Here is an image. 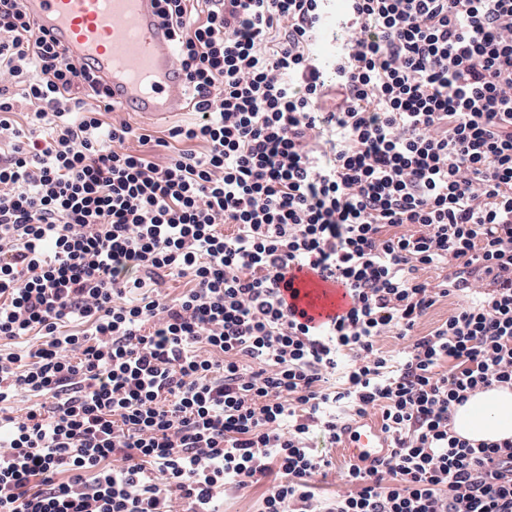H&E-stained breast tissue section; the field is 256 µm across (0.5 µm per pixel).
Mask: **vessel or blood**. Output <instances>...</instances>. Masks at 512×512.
Instances as JSON below:
<instances>
[{
    "label": "vessel or blood",
    "mask_w": 512,
    "mask_h": 512,
    "mask_svg": "<svg viewBox=\"0 0 512 512\" xmlns=\"http://www.w3.org/2000/svg\"><path fill=\"white\" fill-rule=\"evenodd\" d=\"M21 6L67 56L92 65L111 87L114 106L152 120L187 110L178 90L186 76L174 65L176 46L153 0H21ZM290 292L318 322L350 302L344 288L309 273L298 274ZM338 448L348 463L369 467L388 458L394 443L378 419L364 416L344 424Z\"/></svg>",
    "instance_id": "obj_1"
}]
</instances>
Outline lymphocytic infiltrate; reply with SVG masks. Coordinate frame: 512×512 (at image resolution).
Listing matches in <instances>:
<instances>
[{"label": "lymphocytic infiltrate", "instance_id": "f902f5d3", "mask_svg": "<svg viewBox=\"0 0 512 512\" xmlns=\"http://www.w3.org/2000/svg\"><path fill=\"white\" fill-rule=\"evenodd\" d=\"M19 2L0 337L44 341L0 353V512H217L256 484L261 512H512V438L452 424L512 387V0H345L332 85L329 0H156L197 114L162 137L105 123L109 88ZM302 268L350 308L303 320L283 297ZM168 276L193 286L167 299ZM23 392L51 403L12 415ZM375 410L393 455L319 493L346 418Z\"/></svg>", "mask_w": 512, "mask_h": 512}]
</instances>
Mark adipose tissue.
<instances>
[{"instance_id": "ef3b65f1", "label": "adipose tissue", "mask_w": 512, "mask_h": 512, "mask_svg": "<svg viewBox=\"0 0 512 512\" xmlns=\"http://www.w3.org/2000/svg\"><path fill=\"white\" fill-rule=\"evenodd\" d=\"M454 429L472 440L494 442L512 437V390L498 388L471 398L457 408Z\"/></svg>"}]
</instances>
